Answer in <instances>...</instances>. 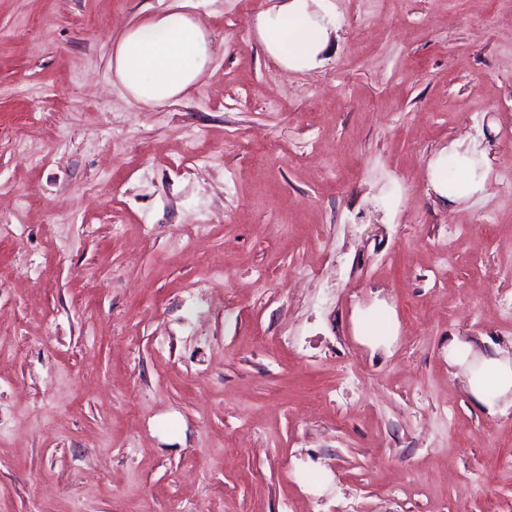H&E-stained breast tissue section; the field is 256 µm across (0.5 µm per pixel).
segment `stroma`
Listing matches in <instances>:
<instances>
[{"mask_svg": "<svg viewBox=\"0 0 512 512\" xmlns=\"http://www.w3.org/2000/svg\"><path fill=\"white\" fill-rule=\"evenodd\" d=\"M171 2L0 0V512H512V415L448 365L512 352V0H330L304 72L282 0H188L211 63L140 104L112 52ZM257 18L267 53L290 71L312 69L329 44V0H284ZM486 150L483 140L474 137L469 140L456 141L449 150L447 159L440 157L431 167L430 177L434 189L450 202L455 198L448 196V158L457 161L456 185L457 197L473 198L480 196L486 186L487 173L480 170V164L485 162Z\"/></svg>", "mask_w": 512, "mask_h": 512, "instance_id": "1", "label": "stroma"}]
</instances>
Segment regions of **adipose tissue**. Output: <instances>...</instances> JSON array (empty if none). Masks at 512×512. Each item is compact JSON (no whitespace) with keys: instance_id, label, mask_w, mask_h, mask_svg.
I'll use <instances>...</instances> for the list:
<instances>
[{"instance_id":"ef3b65f1","label":"adipose tissue","mask_w":512,"mask_h":512,"mask_svg":"<svg viewBox=\"0 0 512 512\" xmlns=\"http://www.w3.org/2000/svg\"><path fill=\"white\" fill-rule=\"evenodd\" d=\"M332 23L326 0H283L257 18V30L267 53L290 71L312 69L329 44ZM211 54L203 24L175 0L167 11L125 30L112 61V76L143 104L173 99L195 85ZM486 150L482 139L460 140L447 158L431 167L434 189L447 195L456 183L461 198L480 196L487 174L480 165ZM448 364L465 379L473 403L488 415L512 410V355L484 351L473 342L452 338Z\"/></svg>"}]
</instances>
